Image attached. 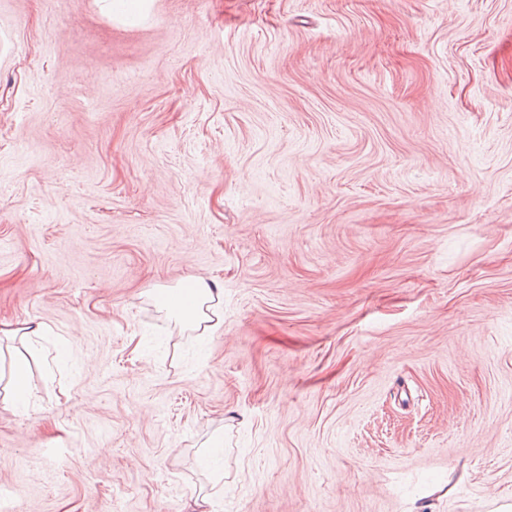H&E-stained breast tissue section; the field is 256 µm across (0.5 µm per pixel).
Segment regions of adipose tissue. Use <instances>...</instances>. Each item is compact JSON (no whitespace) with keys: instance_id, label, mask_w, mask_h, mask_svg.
Instances as JSON below:
<instances>
[{"instance_id":"ef3b65f1","label":"adipose tissue","mask_w":512,"mask_h":512,"mask_svg":"<svg viewBox=\"0 0 512 512\" xmlns=\"http://www.w3.org/2000/svg\"><path fill=\"white\" fill-rule=\"evenodd\" d=\"M193 293L183 296L180 286H160L151 295L157 305L165 310L182 327L206 335L216 332L223 321L224 288L219 283L203 277L192 278Z\"/></svg>"}]
</instances>
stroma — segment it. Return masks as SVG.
<instances>
[{
  "label": "stroma",
  "instance_id": "obj_1",
  "mask_svg": "<svg viewBox=\"0 0 512 512\" xmlns=\"http://www.w3.org/2000/svg\"><path fill=\"white\" fill-rule=\"evenodd\" d=\"M26 322L11 512H512V0H0ZM187 281L194 289L189 297H183L181 293L186 284L183 282L156 287L149 294L182 327L199 331L201 336L216 332L223 321L224 287L204 277H192Z\"/></svg>",
  "mask_w": 512,
  "mask_h": 512
}]
</instances>
